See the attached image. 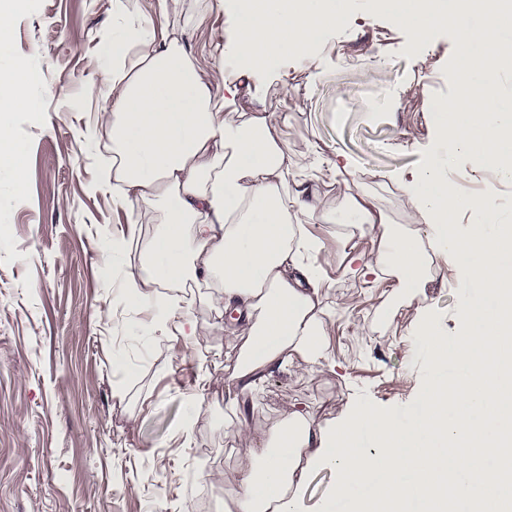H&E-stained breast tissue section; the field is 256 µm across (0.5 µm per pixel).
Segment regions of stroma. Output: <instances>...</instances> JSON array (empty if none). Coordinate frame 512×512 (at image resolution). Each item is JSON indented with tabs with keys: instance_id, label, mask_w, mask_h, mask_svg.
Wrapping results in <instances>:
<instances>
[{
	"instance_id": "1",
	"label": "stroma",
	"mask_w": 512,
	"mask_h": 512,
	"mask_svg": "<svg viewBox=\"0 0 512 512\" xmlns=\"http://www.w3.org/2000/svg\"><path fill=\"white\" fill-rule=\"evenodd\" d=\"M114 0H20L0 68L32 67L35 109L13 112L26 146L24 195L0 165V512H218L235 487L239 461L268 441L293 408H309L335 431L364 406L409 423L436 370L454 373L417 336L420 314L440 340L459 330L458 314L479 288L447 257L428 252L429 276L414 298L395 299L387 273L353 274V260H378L372 235L343 222L345 185L318 178L316 155L347 158L394 224L404 222L403 179L440 149L430 97L454 93L450 65L459 49L445 31L412 42L370 0H343L346 23L305 55L281 52L277 65L239 81L240 110L257 105L278 118L273 135L292 172L315 181L325 210L304 226L313 242L303 262L321 281L328 312L322 365L296 359L247 401L249 428L224 427V391L245 337L212 303V289L155 285L153 306L191 304L195 335L162 336L150 308L131 306L128 275L140 265L141 238H129L138 208L100 191L112 166L106 128L84 132L107 104L85 95L107 66ZM168 25L213 88L236 80L223 59L237 28L222 0H177ZM296 96H288L287 88ZM466 192L487 194L512 225V184L472 157L447 169ZM333 470L310 466L301 512H345L332 500Z\"/></svg>"
}]
</instances>
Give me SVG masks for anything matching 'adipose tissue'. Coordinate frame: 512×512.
I'll return each mask as SVG.
<instances>
[{"label":"adipose tissue","mask_w":512,"mask_h":512,"mask_svg":"<svg viewBox=\"0 0 512 512\" xmlns=\"http://www.w3.org/2000/svg\"><path fill=\"white\" fill-rule=\"evenodd\" d=\"M238 30L224 46L241 76L261 70L268 53L308 50L325 29L340 27L335 0H229ZM474 22L458 21L448 0H407L394 13L413 38L450 30L465 66H453L457 91L434 98L436 123L447 157H434L405 183L406 227L391 223L358 182L346 185L351 215L380 238L387 272L399 295L423 288L427 248L446 252L463 281L480 285L483 300L461 311L455 358L467 368L460 380L435 379L421 395L424 426H401L385 414L351 412L335 433L315 426L309 410L294 411L260 454H248L232 493V512H298L310 463L333 469L334 496L354 512H448L460 503L484 512L496 491L512 503V483L499 461L500 440L484 426L512 414V228L485 195L462 196L444 168L448 157L471 156L512 182V100L488 89L503 49L512 43L499 0H472ZM169 0H155L166 17ZM123 12L105 45L110 62L89 96L109 100L98 127L110 130L112 195L139 203V221L160 228L142 250L128 295L142 303L153 283L172 288L214 283V304L246 336L224 426L243 431L239 397L260 389L265 374L284 370L293 357L318 364L326 358V308L318 280L302 258L300 218L323 209L317 190L288 175V156L272 135L274 117L235 106L237 84L213 89L179 34L156 30L153 19ZM37 69L0 71V112L35 108L30 89ZM474 216L461 224L462 213Z\"/></svg>","instance_id":"adipose-tissue-1"}]
</instances>
